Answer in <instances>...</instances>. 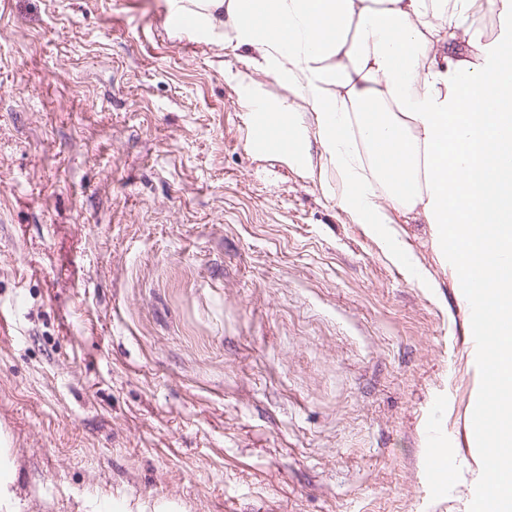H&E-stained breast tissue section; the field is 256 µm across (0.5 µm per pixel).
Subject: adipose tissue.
<instances>
[{"mask_svg": "<svg viewBox=\"0 0 512 512\" xmlns=\"http://www.w3.org/2000/svg\"><path fill=\"white\" fill-rule=\"evenodd\" d=\"M193 23L249 51L254 73L284 97L264 101L265 134L301 163L315 122L325 162L346 189L338 199L355 223L395 256V217L431 224L436 247L476 299L512 316V271L495 266L471 283L474 259L512 254V68L479 25L512 0H195ZM387 203H379L378 192ZM494 477L472 512L495 503L512 512V464L494 457Z\"/></svg>", "mask_w": 512, "mask_h": 512, "instance_id": "adipose-tissue-1", "label": "adipose tissue"}]
</instances>
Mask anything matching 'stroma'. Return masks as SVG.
<instances>
[{
  "mask_svg": "<svg viewBox=\"0 0 512 512\" xmlns=\"http://www.w3.org/2000/svg\"><path fill=\"white\" fill-rule=\"evenodd\" d=\"M173 0H0V444L18 512H467L491 474L474 329L251 147L244 51ZM452 483L431 484L429 455Z\"/></svg>",
  "mask_w": 512,
  "mask_h": 512,
  "instance_id": "obj_1",
  "label": "stroma"
}]
</instances>
